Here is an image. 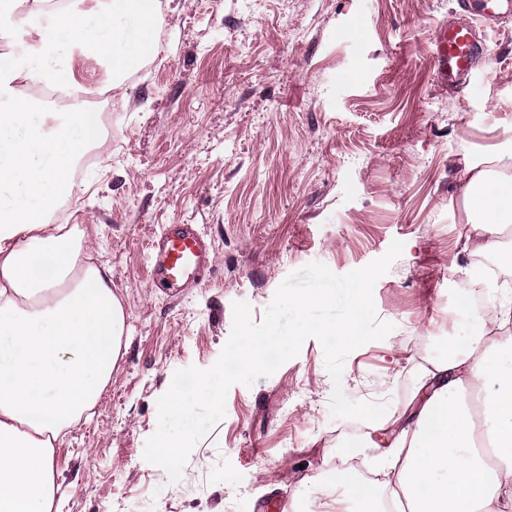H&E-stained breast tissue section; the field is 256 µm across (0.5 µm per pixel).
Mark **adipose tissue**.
<instances>
[{
    "instance_id": "obj_1",
    "label": "adipose tissue",
    "mask_w": 512,
    "mask_h": 512,
    "mask_svg": "<svg viewBox=\"0 0 512 512\" xmlns=\"http://www.w3.org/2000/svg\"><path fill=\"white\" fill-rule=\"evenodd\" d=\"M102 17L58 11L50 0H0V29L14 12L54 16L33 52L0 55V512H60L54 450L92 410L117 361L125 310L105 266L93 263L80 224L50 217L74 184V161L103 145L94 117L73 105L46 127L18 84L78 93L79 60L95 59L112 88L155 50L160 0H100ZM78 51L59 56L61 43ZM501 177L472 173L465 200L473 217L470 254L492 251L512 224V153ZM512 290L481 319V335L456 338L446 359L423 368L420 403L395 430L374 419L369 475L332 478L363 512H512Z\"/></svg>"
}]
</instances>
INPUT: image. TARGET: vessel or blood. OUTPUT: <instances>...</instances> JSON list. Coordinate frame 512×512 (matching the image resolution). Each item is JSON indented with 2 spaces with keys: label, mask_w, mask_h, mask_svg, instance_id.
Masks as SVG:
<instances>
[{
  "label": "vessel or blood",
  "mask_w": 512,
  "mask_h": 512,
  "mask_svg": "<svg viewBox=\"0 0 512 512\" xmlns=\"http://www.w3.org/2000/svg\"><path fill=\"white\" fill-rule=\"evenodd\" d=\"M460 20L439 24L433 60L434 77L445 87L466 85L486 32L483 24L512 12V0H464ZM154 284L165 290L195 287L211 262L207 238L193 224H168L148 243Z\"/></svg>",
  "instance_id": "obj_1"
}]
</instances>
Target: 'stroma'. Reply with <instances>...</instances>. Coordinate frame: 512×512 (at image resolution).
<instances>
[{"label": "stroma", "instance_id": "obj_1", "mask_svg": "<svg viewBox=\"0 0 512 512\" xmlns=\"http://www.w3.org/2000/svg\"><path fill=\"white\" fill-rule=\"evenodd\" d=\"M157 49L110 95L119 139L62 202L93 229L126 312L121 355L88 419L54 454L61 512H257L276 491L293 512H338L327 482L360 421L330 413L334 385L402 416L420 364L477 333L481 311L454 304L475 259L467 169L495 171L512 149V15L492 21L467 86H437L435 28L458 0H167ZM194 224L211 244L200 286L153 285L146 243ZM402 255L373 289L392 331L350 352L333 383L323 347L252 386L191 450L178 482L147 462L157 400L177 370L210 368L244 301L261 321L280 284L321 262L344 275ZM458 270H450L449 257Z\"/></svg>", "mask_w": 512, "mask_h": 512}]
</instances>
